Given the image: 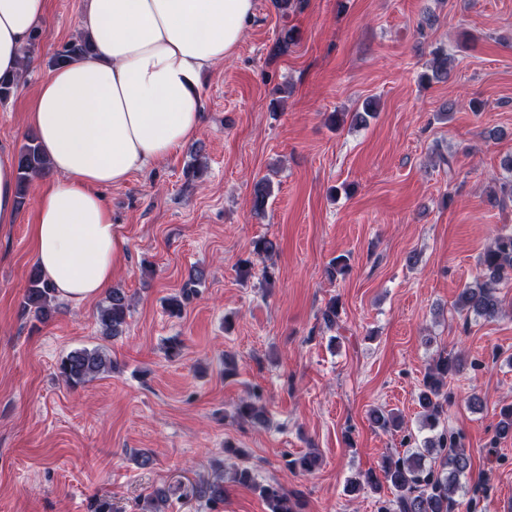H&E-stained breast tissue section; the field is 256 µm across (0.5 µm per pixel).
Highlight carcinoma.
I'll use <instances>...</instances> for the list:
<instances>
[{
    "label": "carcinoma",
    "mask_w": 512,
    "mask_h": 512,
    "mask_svg": "<svg viewBox=\"0 0 512 512\" xmlns=\"http://www.w3.org/2000/svg\"><path fill=\"white\" fill-rule=\"evenodd\" d=\"M37 36H32L21 51V66L11 78H0V101L7 100L27 66ZM88 43L79 38L66 43L54 60L64 61L72 56L88 52ZM448 53L442 48L432 51L431 74L425 78L442 80L448 77ZM49 164L42 154L37 138L31 137L20 148L17 156V193L24 199L32 181L47 173ZM271 187L267 182L255 185L252 207L264 210ZM478 265L482 280L465 286L457 300V309L466 315L490 319L501 312L498 288L512 281V231L499 232L491 244L481 253ZM54 289L37 270L29 276L28 288L23 298V307L38 321H46L56 305ZM130 303L127 295L118 289L106 297L96 311V323L105 337H114L122 332L126 324ZM460 360L456 357L440 356L427 368L417 394L422 426L435 435L423 442V446L409 449L402 454L389 457L381 466V476L368 473L364 478L349 481L347 491L357 493L369 486L378 488L380 482L388 483L395 491L394 498L381 503L378 512H455L458 506L456 494L461 489V478L472 468L470 456L462 448L459 438L442 425L445 406L448 404V377L459 371ZM59 377L69 386L77 387L93 381L112 370V361L105 351L75 349L63 356L57 365ZM259 398L255 395L241 400L237 417L252 423L264 422L265 416ZM373 423L389 430L402 427L401 418L394 412L375 410ZM231 482L253 487L267 503L269 512H301V494L290 492L278 484H259L253 470L238 466L232 473ZM198 493L213 503L224 501L226 489L221 477L205 484Z\"/></svg>",
    "instance_id": "1"
}]
</instances>
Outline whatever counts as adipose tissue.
<instances>
[{"instance_id":"ef3b65f1","label":"adipose tissue","mask_w":512,"mask_h":512,"mask_svg":"<svg viewBox=\"0 0 512 512\" xmlns=\"http://www.w3.org/2000/svg\"><path fill=\"white\" fill-rule=\"evenodd\" d=\"M89 54L56 63L26 116L50 162L29 242L58 297L112 288L127 241L100 190L166 159L200 128L197 80L231 57L254 0H82ZM48 0H0V77L46 20ZM18 221L16 160L0 149V224Z\"/></svg>"}]
</instances>
